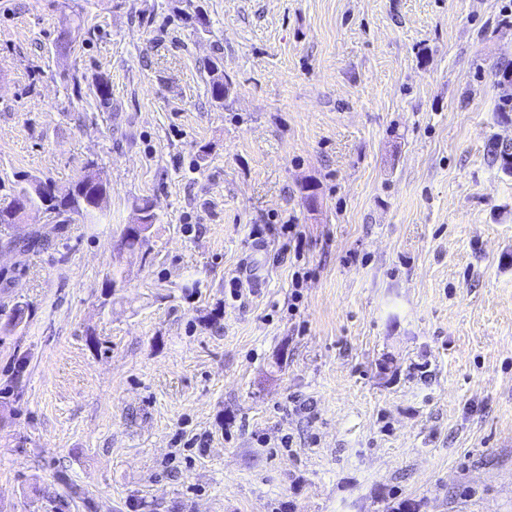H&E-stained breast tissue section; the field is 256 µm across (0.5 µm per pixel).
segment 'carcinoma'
Segmentation results:
<instances>
[{
  "label": "carcinoma",
  "mask_w": 512,
  "mask_h": 512,
  "mask_svg": "<svg viewBox=\"0 0 512 512\" xmlns=\"http://www.w3.org/2000/svg\"><path fill=\"white\" fill-rule=\"evenodd\" d=\"M487 156L490 163L498 165L503 174L512 176V147L494 140L488 146ZM104 193L106 185L92 166L73 189L63 196L52 192V184L49 182L24 177L19 180L12 200L0 206V224L13 223L16 203L23 198L30 207L50 208L56 214L57 223L64 225L74 215L84 217L92 214L98 209V197Z\"/></svg>",
  "instance_id": "carcinoma-1"
}]
</instances>
